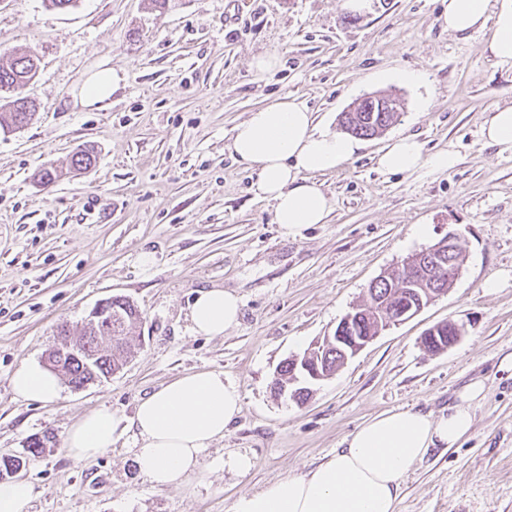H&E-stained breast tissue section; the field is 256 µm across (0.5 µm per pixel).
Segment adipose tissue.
Masks as SVG:
<instances>
[{
	"label": "adipose tissue",
	"mask_w": 512,
	"mask_h": 512,
	"mask_svg": "<svg viewBox=\"0 0 512 512\" xmlns=\"http://www.w3.org/2000/svg\"><path fill=\"white\" fill-rule=\"evenodd\" d=\"M446 20L455 34L492 23L483 50L512 65V0H448ZM358 148L352 137L318 128L312 112L288 95L251 112L236 125L229 145L239 164L256 171V195L272 202L275 223L291 236L325 223L330 213L313 174L342 168ZM458 162L448 150L425 153L412 135L392 138L377 156L382 171L409 175L445 172ZM190 317L195 333L223 335L239 321L240 299L223 288L199 291ZM11 388L18 397L43 402L57 400L62 391L58 376L37 365L17 370ZM485 397L483 381L475 380L457 393L446 414L408 408L375 415L307 475L287 476L241 496L233 512H396L402 478L429 448L458 446L473 427L474 406ZM241 405L239 389L220 372L162 384L139 402L131 420L140 473L158 487L182 486L200 473L204 451L223 438ZM116 428L111 408L84 414L66 432L67 455L78 462L102 455Z\"/></svg>",
	"instance_id": "adipose-tissue-1"
}]
</instances>
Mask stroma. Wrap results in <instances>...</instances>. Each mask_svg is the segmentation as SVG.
<instances>
[{
  "instance_id": "1",
  "label": "stroma",
  "mask_w": 512,
  "mask_h": 512,
  "mask_svg": "<svg viewBox=\"0 0 512 512\" xmlns=\"http://www.w3.org/2000/svg\"><path fill=\"white\" fill-rule=\"evenodd\" d=\"M446 11V0H371L362 14L342 0H169L162 10L151 0L66 10L0 0V56L31 54L39 65L21 91L37 112L0 131V457L23 461L17 476L34 489L26 512H232L241 495L305 475L373 415H441L476 379L487 396L470 436L428 449L402 480L397 512H512V369L502 366L512 355V149L482 135L491 109L512 105V68L483 53L490 29L449 33ZM269 53L279 69L255 80L252 57ZM105 66L123 87L101 107L76 105L82 82ZM287 94L332 131L364 95L402 104L385 133L316 175L332 210L293 237L226 148L251 111ZM397 135L459 162L445 173L380 171L377 154ZM83 147L97 162L72 172ZM45 169L57 173L48 185L38 180ZM451 233L463 262L446 294L382 331L307 402L275 396L285 359L333 332L381 273ZM490 278L503 282L492 293ZM208 288L241 299L238 325L217 337L197 335L190 320ZM115 295L143 313L123 370L81 390L63 385L51 403L17 398L12 375L44 364L59 325ZM448 319L464 325L461 340L426 352L424 332ZM200 371L237 385L241 412L205 451L204 474L182 489L153 487L130 420L161 384ZM102 405L119 421L112 448L75 462L65 434ZM38 437L46 444L34 455ZM238 453L251 458L248 472L225 468Z\"/></svg>"
}]
</instances>
